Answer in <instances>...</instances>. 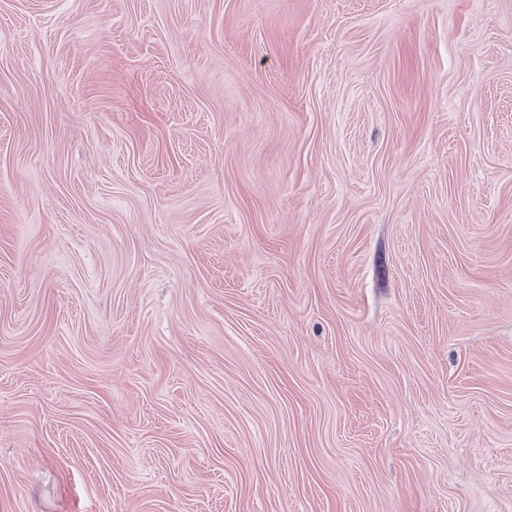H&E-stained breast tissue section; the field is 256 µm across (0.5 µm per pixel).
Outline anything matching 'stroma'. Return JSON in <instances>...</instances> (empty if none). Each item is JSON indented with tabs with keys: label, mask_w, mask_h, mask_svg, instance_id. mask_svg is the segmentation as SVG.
I'll return each mask as SVG.
<instances>
[{
	"label": "stroma",
	"mask_w": 512,
	"mask_h": 512,
	"mask_svg": "<svg viewBox=\"0 0 512 512\" xmlns=\"http://www.w3.org/2000/svg\"><path fill=\"white\" fill-rule=\"evenodd\" d=\"M0 512H512V0H0Z\"/></svg>",
	"instance_id": "stroma-1"
}]
</instances>
